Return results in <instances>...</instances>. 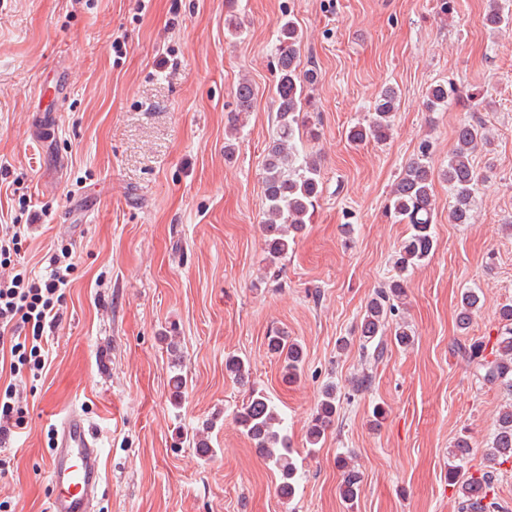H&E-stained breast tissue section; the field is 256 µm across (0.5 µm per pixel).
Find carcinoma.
<instances>
[{"instance_id": "1", "label": "carcinoma", "mask_w": 512, "mask_h": 512, "mask_svg": "<svg viewBox=\"0 0 512 512\" xmlns=\"http://www.w3.org/2000/svg\"><path fill=\"white\" fill-rule=\"evenodd\" d=\"M302 36L291 19L280 22V36L276 61V133L265 149L262 164V192L265 200L264 240L269 262L286 257L295 245L315 210L321 193L320 166L311 154L299 150L297 141L308 129V107L312 101L306 88L317 83L314 69L299 70ZM237 108L249 112L255 99L253 85L246 79L235 88ZM398 92L392 86L383 87L375 100L373 112L366 123H358L347 132V139L361 144L370 139L386 140L392 130V118L398 108ZM448 104V86L432 85L428 88L423 106L435 112ZM493 144L491 134L480 122H463L455 130V141L448 155V165L440 172V178L448 183L453 204L450 217L456 224H469L475 206V173L472 157L480 150H488ZM434 171L430 165V146L423 142L417 154L403 167L393 184L388 202L389 209L401 222L410 225V235L403 241L394 261L397 276L386 287L376 290L365 306L360 322L362 348H373L371 358L383 359L384 336L391 334L401 346L414 341L412 330L404 322H394L399 311L398 301L404 296V274L420 265L436 248L431 226L434 220L433 198ZM480 303L479 295L466 290L460 296L458 326L469 327L472 312ZM501 330L496 337L495 349L487 352V345L475 341L463 347L464 356L473 365L476 376L494 384L512 396V304L499 308ZM269 350L282 362L284 377L293 381L300 375L304 360L303 347L283 332L268 337ZM225 371L242 385L247 384L248 369L245 362L231 356L225 360ZM338 410L337 388L327 385L322 391L316 414L307 432V444L316 448L335 420ZM234 421L241 433L258 450L261 458L279 474L278 489L282 496L291 498L300 479V468L290 448L288 437L283 434V420L272 401L263 392L250 388ZM473 452L468 438L460 437L452 451L453 464L448 470V482L461 494L463 512H486L478 503L490 490L497 466L512 459V405H506L499 413L492 433L491 446L484 450V469L476 476L466 470ZM343 478L339 487L340 497L353 505L359 498L362 475L350 467L345 459L339 460Z\"/></svg>"}]
</instances>
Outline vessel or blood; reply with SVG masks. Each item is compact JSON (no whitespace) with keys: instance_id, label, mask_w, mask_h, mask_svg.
I'll list each match as a JSON object with an SVG mask.
<instances>
[{"instance_id":"obj_1","label":"vessel or blood","mask_w":512,"mask_h":512,"mask_svg":"<svg viewBox=\"0 0 512 512\" xmlns=\"http://www.w3.org/2000/svg\"><path fill=\"white\" fill-rule=\"evenodd\" d=\"M101 448L84 414L71 410L55 426L54 450L48 461L54 494L48 512H93L101 486Z\"/></svg>"}]
</instances>
